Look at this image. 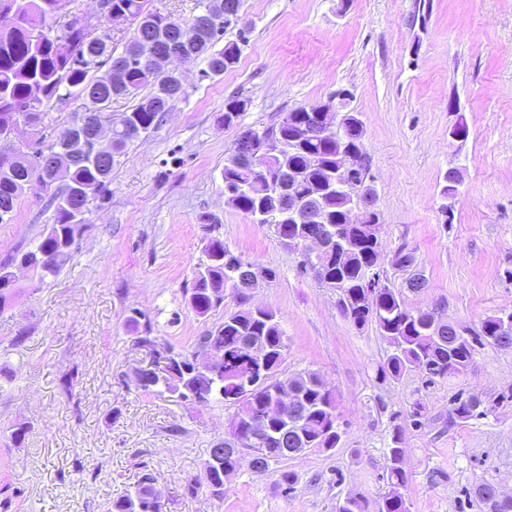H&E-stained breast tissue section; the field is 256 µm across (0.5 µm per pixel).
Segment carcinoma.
<instances>
[{"mask_svg": "<svg viewBox=\"0 0 512 512\" xmlns=\"http://www.w3.org/2000/svg\"><path fill=\"white\" fill-rule=\"evenodd\" d=\"M63 0H0V206L17 209L22 194L20 181H45L48 169H31L16 160L15 142L28 134L27 127L42 117L44 108L52 102H64L73 97L84 100L87 112L106 113L112 101L133 98L136 103L115 120L113 153L109 163L102 167L82 159L67 163V172L61 185L55 187L49 198L54 207L53 223L48 225L37 244L24 251L21 258L36 261L38 255L53 252L73 243L75 235L85 223L90 203L105 199L112 180V170L128 146L141 142L168 111L171 103L185 95L177 72L159 59L144 64L139 56L137 37L151 34L161 47V55L181 53L192 60H203L205 75L220 76L238 61L239 48L234 43L222 44L224 29L236 19L235 0H203L201 13L222 18L217 29L197 28L194 18L181 19L145 7L146 0H101L104 30L92 35L77 20L59 29L48 25L63 11ZM136 23L133 34L122 52L112 49V16ZM119 62L124 66L125 79L117 85L102 72V68ZM244 101L229 98L224 105V126L238 124L244 111ZM317 113L305 112L299 107L287 113L276 124L262 132L278 140L283 153L272 163L271 177L265 181L253 178L247 162L231 155L224 162L222 178L229 190L227 203L241 211L255 224H272L283 245L300 247L310 236L331 235L337 248L321 260L315 278L327 288L337 291V306L341 314L356 326L374 325L379 334L393 347V353L380 368V374L397 379L407 372L417 371L433 379L463 374L473 362L474 344L512 348V329H505L500 315L486 317L473 337L458 340L453 323L442 318L436 310H412L399 293L381 285L372 300H367L370 286L368 275L377 270L380 262L377 236L371 228L379 221L372 210L362 213L360 221L350 222L345 214L346 193L328 182V171L336 169L340 144L333 136L310 139L302 128L315 124ZM363 131L349 136L346 147L356 159L354 180L367 178L369 164L362 142ZM81 130L77 123L63 129L39 151L56 152L57 147L77 152ZM295 178L293 194L309 209L323 213L322 224H292L288 220V192L276 187L280 175ZM204 252V262L195 273L190 288L189 302L199 316H206L224 303V288L234 290L243 309L224 317L207 329L198 339L202 350L214 349L224 358V375L220 383L191 366L194 354L176 352L161 346L148 336L139 337L150 354H168L166 373L148 370L141 387L145 391L165 392L189 398L200 405L214 400L234 407L231 416V436L236 441L224 440L226 448L248 447V433L253 422L266 419V428L274 436L283 429L278 418L267 417L268 408L279 404L277 377L286 348L276 312L269 307L248 308V282L238 277L236 265L243 260L224 247L223 240L211 238ZM11 265H0V305L6 306L16 293V281L11 278ZM254 340L265 347L262 361L249 359L241 353L240 344ZM260 377V382L243 396L229 380L236 377ZM297 393L300 406L291 413L298 431L288 433L286 443L274 439L267 447L274 449L269 463L259 470L264 475L270 464L280 463L285 457L275 449L313 448L331 451L340 442L341 434L332 425L337 413L335 389L318 374L304 372L289 379ZM480 406L475 398L458 401L452 417L466 421ZM396 446L387 451V480L390 487L378 505V512H409L404 493L407 475L402 466L404 450ZM239 458L234 453L224 454L222 467L211 476L212 498L224 499L225 475L236 470ZM155 477L147 463H140L136 482L110 503L106 512H152L149 499Z\"/></svg>", "mask_w": 512, "mask_h": 512, "instance_id": "1", "label": "carcinoma"}]
</instances>
